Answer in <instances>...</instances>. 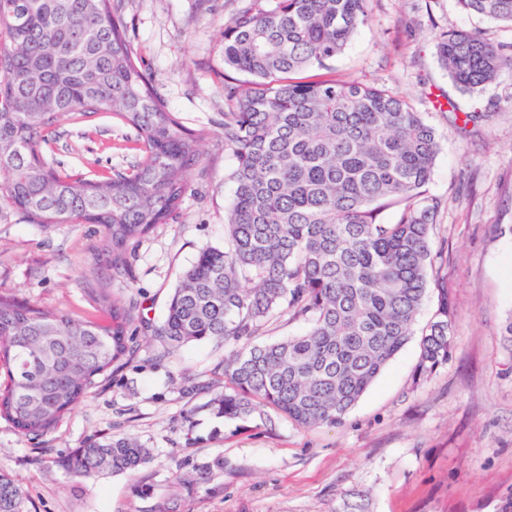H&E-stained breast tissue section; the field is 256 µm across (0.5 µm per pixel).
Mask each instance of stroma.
I'll use <instances>...</instances> for the list:
<instances>
[{
	"label": "stroma",
	"instance_id": "stroma-1",
	"mask_svg": "<svg viewBox=\"0 0 512 512\" xmlns=\"http://www.w3.org/2000/svg\"><path fill=\"white\" fill-rule=\"evenodd\" d=\"M130 48L182 124L206 130L176 222L132 248L130 277L109 288L136 316L133 352L47 435L0 419V470L29 512H504L512 504V67L462 92L438 62L442 31L512 44V26L456 0H370L336 75L407 96L441 150L427 185L440 203L456 319L445 366L416 379L411 336L342 423L304 429L280 415L243 423L209 403L224 388L223 342L164 351L151 329L181 274L224 245L235 160L224 148V24L251 0H111ZM478 113L465 130L451 108ZM53 157L70 173L131 172L136 133L111 113L56 126ZM106 242L93 224L29 223L0 208V291L78 320L102 315L88 293ZM134 435L151 450L133 473L79 481L65 463L91 438ZM194 483L176 484V473Z\"/></svg>",
	"mask_w": 512,
	"mask_h": 512
}]
</instances>
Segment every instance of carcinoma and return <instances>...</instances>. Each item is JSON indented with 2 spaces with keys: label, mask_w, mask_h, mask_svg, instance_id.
Listing matches in <instances>:
<instances>
[{
  "label": "carcinoma",
  "mask_w": 512,
  "mask_h": 512,
  "mask_svg": "<svg viewBox=\"0 0 512 512\" xmlns=\"http://www.w3.org/2000/svg\"><path fill=\"white\" fill-rule=\"evenodd\" d=\"M457 2L512 25V0ZM368 3L252 0L224 24V78L246 76L234 80L221 124L235 159L224 248L203 249L183 272L153 336L165 349L234 342L224 393L210 403L227 419L270 406L302 428L341 423L413 335L431 282L437 307L416 377L448 363V255L434 249L439 201L426 192L436 133L390 88L305 76L331 70L367 22ZM127 32L111 0H0V206L43 226L97 225L112 280L127 275L134 242L177 218L206 137L170 110ZM437 54L468 93L512 65L503 45L466 30L443 32ZM104 111L136 131L132 173L87 178L48 161L62 115ZM95 301L104 323L0 293V418L21 434L50 432L130 353L132 311L106 288ZM275 313L306 331L253 344ZM150 457L137 438L109 436L85 442L67 468L92 479ZM24 506L23 490L0 472V512Z\"/></svg>",
  "instance_id": "cac0c4a2"
}]
</instances>
